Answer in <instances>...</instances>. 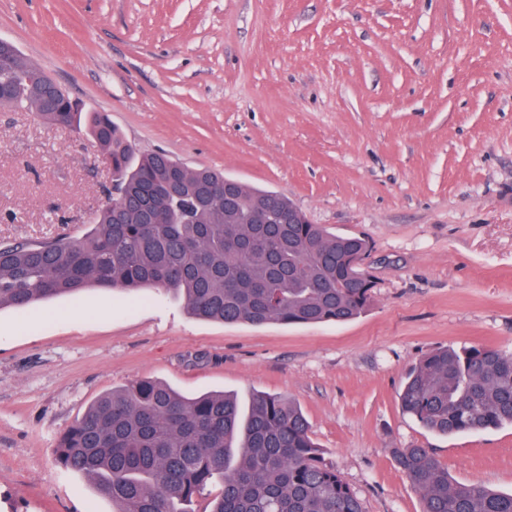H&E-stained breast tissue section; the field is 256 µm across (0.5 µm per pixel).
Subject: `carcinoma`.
I'll use <instances>...</instances> for the list:
<instances>
[{
	"instance_id": "obj_1",
	"label": "carcinoma",
	"mask_w": 512,
	"mask_h": 512,
	"mask_svg": "<svg viewBox=\"0 0 512 512\" xmlns=\"http://www.w3.org/2000/svg\"><path fill=\"white\" fill-rule=\"evenodd\" d=\"M44 72L0 49V106L29 109ZM40 116L83 127L112 166V203L79 239L0 243V309L87 288H164L188 312L224 323L345 322L365 312L374 283L352 265L368 241L320 224H255L283 195L193 169L161 151L138 152L104 112L66 93ZM403 412L443 435L512 425V353L478 345L438 349L407 372ZM58 462L91 478L113 512H192L219 487L207 512H364L363 504L313 443L301 409L258 393L242 415L236 398H185L153 380L100 397L60 439ZM393 458L422 494L423 512H512V494L453 482L429 448Z\"/></svg>"
}]
</instances>
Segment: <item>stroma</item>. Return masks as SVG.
I'll use <instances>...</instances> for the list:
<instances>
[{"instance_id": "stroma-1", "label": "stroma", "mask_w": 512, "mask_h": 512, "mask_svg": "<svg viewBox=\"0 0 512 512\" xmlns=\"http://www.w3.org/2000/svg\"><path fill=\"white\" fill-rule=\"evenodd\" d=\"M0 37L140 151L284 194L366 239L360 317L220 323L182 297L91 287L0 310V512H112L54 449L99 397L297 402L364 512H422L391 451L512 492V427L403 413L426 353L512 352V0H0ZM112 182L85 134L0 108V241L81 237Z\"/></svg>"}]
</instances>
